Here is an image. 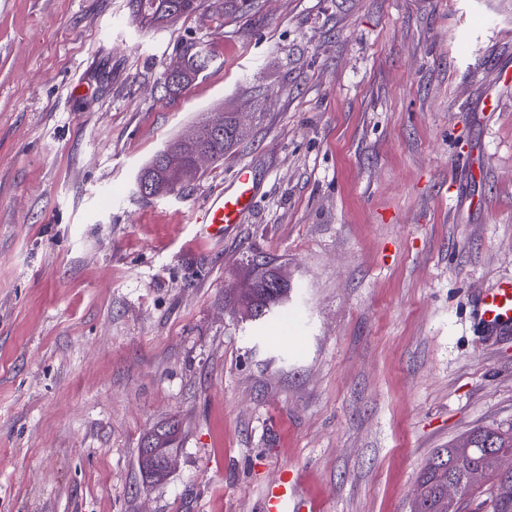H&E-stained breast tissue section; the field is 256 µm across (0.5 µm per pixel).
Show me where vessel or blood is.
Returning a JSON list of instances; mask_svg holds the SVG:
<instances>
[{
  "mask_svg": "<svg viewBox=\"0 0 512 512\" xmlns=\"http://www.w3.org/2000/svg\"><path fill=\"white\" fill-rule=\"evenodd\" d=\"M255 174L251 167H241L232 187L216 195L198 222L202 239L217 242L231 225L239 223L253 206ZM481 316L490 327L512 324V280L503 281L489 289L480 299ZM298 480L293 470L282 471L278 482L264 493L266 512H317L311 499L299 495Z\"/></svg>",
  "mask_w": 512,
  "mask_h": 512,
  "instance_id": "vessel-or-blood-1",
  "label": "vessel or blood"
}]
</instances>
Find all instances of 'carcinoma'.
Wrapping results in <instances>:
<instances>
[{"label":"carcinoma","mask_w":512,"mask_h":512,"mask_svg":"<svg viewBox=\"0 0 512 512\" xmlns=\"http://www.w3.org/2000/svg\"><path fill=\"white\" fill-rule=\"evenodd\" d=\"M135 18L146 27H160L172 21L189 15L196 10V0H130ZM230 12L234 15H249L259 6V0H228ZM212 58L204 49L190 46L179 57L176 65L165 78L167 91L175 93L183 90L196 78L198 74L207 69ZM201 134V145L210 156L213 164L224 160L231 150L245 137V132L238 126L234 113L229 112L224 117V135L220 138L211 136L207 122L197 125ZM164 149L167 150L176 166L158 164V157L148 164L151 178V189L142 193L150 198L166 195L178 191L182 183L178 181L176 167H192V156L185 153L179 139L170 140ZM257 263H251L245 287L240 289L237 302L244 308L245 314L253 321H266L270 319L268 309H276L280 304L288 301L291 284L286 283L280 288H256L254 282ZM179 433L176 425L166 429L157 430L146 436L143 444L162 449L165 454L174 451V442ZM475 447L470 452L461 451L455 447L439 448L429 458L420 478L423 488L422 506L411 508V512H448V482L452 481L460 486L462 494L468 497L474 493V485L468 481L471 471L482 464L483 448L489 446L502 454H512V427L506 429L499 426L483 427L471 433ZM138 464L140 469L149 477L161 481L167 476L158 460L144 453H139ZM493 491L491 493V512H512V477L507 478L491 472Z\"/></svg>","instance_id":"1"}]
</instances>
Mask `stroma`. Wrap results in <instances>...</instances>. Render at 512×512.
Wrapping results in <instances>:
<instances>
[{
    "instance_id": "stroma-1",
    "label": "stroma",
    "mask_w": 512,
    "mask_h": 512,
    "mask_svg": "<svg viewBox=\"0 0 512 512\" xmlns=\"http://www.w3.org/2000/svg\"><path fill=\"white\" fill-rule=\"evenodd\" d=\"M0 0V512H410L435 449L512 426V0ZM209 68L163 81L182 50ZM249 136L179 194L142 168L216 112ZM251 166L250 214L197 219ZM287 264L274 323L233 297ZM178 423L156 482L142 438ZM135 18L146 27H160L196 10V0H130ZM211 61L212 58L204 49L194 45L187 47L167 74L164 87L172 93L183 90L198 74L207 69ZM481 316L492 328L512 324V280L502 281L480 299ZM298 480L292 469L284 470L278 482L268 486L264 493L266 512H315L317 504L311 499L299 495Z\"/></svg>"
}]
</instances>
